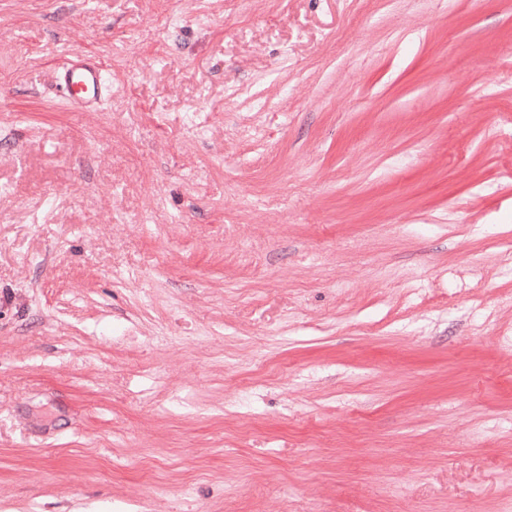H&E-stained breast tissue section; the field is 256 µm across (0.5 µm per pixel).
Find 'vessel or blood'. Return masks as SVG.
Segmentation results:
<instances>
[{
  "mask_svg": "<svg viewBox=\"0 0 512 512\" xmlns=\"http://www.w3.org/2000/svg\"><path fill=\"white\" fill-rule=\"evenodd\" d=\"M102 62L93 55H73L53 70V81L70 108L95 109L104 87Z\"/></svg>",
  "mask_w": 512,
  "mask_h": 512,
  "instance_id": "vessel-or-blood-1",
  "label": "vessel or blood"
}]
</instances>
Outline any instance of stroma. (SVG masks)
I'll return each mask as SVG.
<instances>
[{"label":"stroma","mask_w":512,"mask_h":512,"mask_svg":"<svg viewBox=\"0 0 512 512\" xmlns=\"http://www.w3.org/2000/svg\"><path fill=\"white\" fill-rule=\"evenodd\" d=\"M0 512H512V0H0ZM103 63L93 55H72L53 68V82L71 109H95L104 87Z\"/></svg>","instance_id":"35a3bbf8"}]
</instances>
